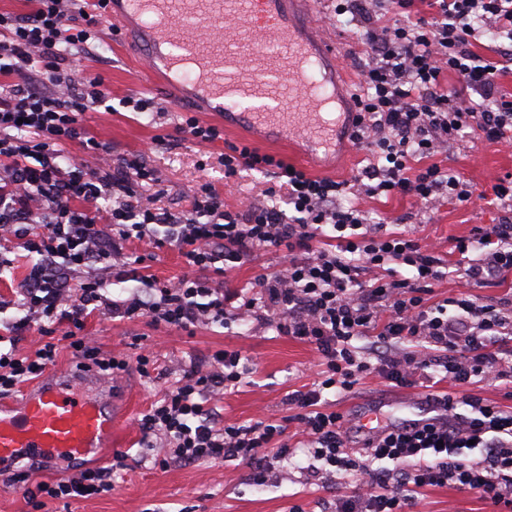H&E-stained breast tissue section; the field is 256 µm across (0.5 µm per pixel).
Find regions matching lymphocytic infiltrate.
I'll use <instances>...</instances> for the list:
<instances>
[{
  "mask_svg": "<svg viewBox=\"0 0 512 512\" xmlns=\"http://www.w3.org/2000/svg\"><path fill=\"white\" fill-rule=\"evenodd\" d=\"M336 0L337 15L359 20L365 59L358 73L351 138L368 163L349 179L315 177L305 169L244 143H228L224 176L254 170L279 179L286 209L242 203L230 209L212 182L196 184L182 210L144 200L143 186L160 185L157 170L140 158H116L91 136L85 112L106 105L112 91L101 74L77 80L64 64L96 53L102 20L91 0H34L24 14L0 12V243L37 258L14 287L22 318L0 334V396L18 392L57 364L61 335L83 368L122 376L151 375L154 360L105 357L83 337L94 312L186 329L252 319L313 346L318 378L290 398L295 440L284 425L259 420L225 424L218 403L248 372L238 351L189 360L180 378L139 421L158 439L155 462H254L264 484L269 452L303 450L306 480L333 488L352 477L354 491L337 494L334 512H411L425 489L452 486L478 493L493 512H512V406L469 394L481 382H512V304L484 303L473 290L512 275V173L493 186L499 223L454 239L455 273L467 292L430 301L446 278L433 244L370 226L348 195L405 197L419 211L441 198L461 205L484 192L437 153L461 142H512V94L501 79L512 62V0ZM500 40L493 55L478 54L482 37ZM80 143L97 168L64 156ZM176 248L186 271L173 280L140 278L130 299L107 295L116 267L134 262L126 243ZM275 251V270L224 291L221 279L261 252ZM81 273L69 286L70 273ZM44 337L33 354L17 338ZM374 374L397 387L418 386L433 420L384 426L358 438L352 418L332 409L323 393L352 391ZM448 390H440L441 382ZM38 493L63 502L112 489L108 468L84 469Z\"/></svg>",
  "mask_w": 512,
  "mask_h": 512,
  "instance_id": "f902f5d3",
  "label": "lymphocytic infiltrate"
}]
</instances>
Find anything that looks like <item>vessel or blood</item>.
Returning <instances> with one entry per match:
<instances>
[{"label":"vessel or blood","mask_w":512,"mask_h":512,"mask_svg":"<svg viewBox=\"0 0 512 512\" xmlns=\"http://www.w3.org/2000/svg\"><path fill=\"white\" fill-rule=\"evenodd\" d=\"M115 36L135 44L148 83L169 102L218 116L225 127L301 143L317 164L336 148L344 115L331 44L291 0H106ZM89 375L51 372L20 402L0 403V472L22 459L76 461L112 443L119 422L86 395Z\"/></svg>","instance_id":"vessel-or-blood-1"}]
</instances>
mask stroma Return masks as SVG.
<instances>
[{
  "mask_svg": "<svg viewBox=\"0 0 512 512\" xmlns=\"http://www.w3.org/2000/svg\"><path fill=\"white\" fill-rule=\"evenodd\" d=\"M307 8L318 19L320 32L337 50L336 72L345 94L357 93V73L363 58L355 50L356 25L350 24L348 16L335 15L326 0H308ZM100 43L98 57L70 63L75 75L84 71L101 73L112 90L111 109L86 113L84 123L91 136L111 143L114 152L141 156L157 169L165 194L157 199L147 190L143 193L145 199L155 200L162 208L182 209L188 205L190 189L206 179L219 186L230 183L231 189L224 195L228 205H237L246 198L264 201V191L271 182L259 172L244 170L232 180L224 178V144L243 141V134L228 130L223 140L200 145L177 130L181 110L170 103H163L158 114L123 107V97L142 91L137 66L113 44L109 24L101 26ZM158 135L168 137L166 147L155 146L153 139ZM448 165L463 179L488 190L505 173H512V145L475 146L464 142L449 154ZM347 202L366 211L370 223L429 238L443 257L454 238L501 218L500 210L484 202L467 206L445 202L432 215L419 212L402 198L351 196ZM128 249L143 258L139 274L171 279L185 271L177 250H156L136 240ZM84 334L106 355L152 354L156 370L148 379L133 371L104 387V394L115 401L124 419L114 429L112 446L103 455L86 459L79 466L58 463L48 471L32 467L27 460L21 467L28 470V483L33 486L49 477L60 479L77 473L83 466L111 467L117 453L124 455V466L113 469L111 492L68 505L48 499L36 504L24 488L0 481V512H292L296 506L303 512H326L333 495L307 485L304 470L308 459L304 454L285 462L273 461L274 479L258 485L251 479V464L239 460L158 467L154 463L155 449L144 441L137 426L138 418L178 380L180 366L190 355L205 356L219 350L241 351L250 368L242 383L227 391L219 404L225 423H284L292 414L289 394L310 387L316 379L317 355L307 343L252 320L176 330L155 325L147 318L94 315L88 318ZM409 394V389L392 387L370 376L351 393L338 397L335 406L356 417L377 406L388 421L395 422L405 418L399 402ZM488 510L477 493L452 487L427 489L416 506V512Z\"/></svg>",
  "mask_w": 512,
  "mask_h": 512,
  "instance_id": "stroma-1",
  "label": "stroma"
}]
</instances>
